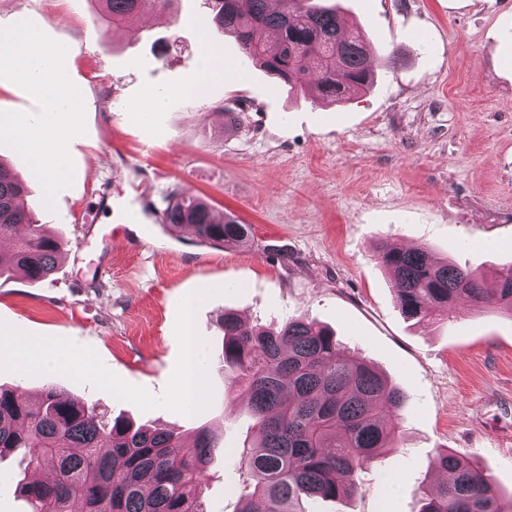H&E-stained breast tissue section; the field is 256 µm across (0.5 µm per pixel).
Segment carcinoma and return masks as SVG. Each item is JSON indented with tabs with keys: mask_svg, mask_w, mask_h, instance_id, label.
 <instances>
[{
	"mask_svg": "<svg viewBox=\"0 0 512 512\" xmlns=\"http://www.w3.org/2000/svg\"><path fill=\"white\" fill-rule=\"evenodd\" d=\"M104 24L133 22L146 8L163 14L174 0H95ZM212 20L235 34L245 57L290 88L326 101L365 92L374 82L371 46L346 33L336 9L316 0H205ZM25 184L0 161V238L16 225L25 237L0 250V277L30 281L56 268L60 237L49 234L20 201ZM161 223L187 225L214 243H245L251 225L218 215L198 197L174 188ZM382 267L393 280L402 313L419 322L443 320L460 304L512 315V267L491 287L424 248L383 244ZM220 360L243 389L255 418V442L245 452L252 477L239 512H307L306 499L336 501L358 492L357 473L394 446L390 415L406 400L374 365L345 354L333 332L314 321L287 318L276 329L251 326L226 311L219 319ZM22 451L47 463L52 480H19L31 512H206L203 472L217 445L206 429L193 447L172 430L107 420L89 401L65 398L52 386L31 406L20 388L0 384V453ZM436 471L450 475L421 498L419 512H508L489 475L453 450L439 452Z\"/></svg>",
	"mask_w": 512,
	"mask_h": 512,
	"instance_id": "1",
	"label": "carcinoma"
}]
</instances>
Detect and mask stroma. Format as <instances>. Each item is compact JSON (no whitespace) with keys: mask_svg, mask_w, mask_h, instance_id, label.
I'll use <instances>...</instances> for the list:
<instances>
[{"mask_svg":"<svg viewBox=\"0 0 512 512\" xmlns=\"http://www.w3.org/2000/svg\"><path fill=\"white\" fill-rule=\"evenodd\" d=\"M334 2L346 24L397 55L392 65L375 57L372 90L337 105L254 66L236 73L238 42L202 0L114 28L94 0H0V31L22 26L65 47L62 67L82 94L54 190L0 133V159L27 184V209L64 238L48 279L0 278V333L81 344L112 376L105 385L79 370L2 360L0 383L34 401L53 384L107 417L179 432L188 446L209 429L219 449L206 467L205 507L238 512L254 420L218 360L219 318L231 309L250 324L314 319L408 395L393 419L395 447L359 472L355 496L315 503L316 512H418L431 462L447 448L510 498L512 317L463 308L445 323L406 319L376 252L424 246L489 281L512 265V0ZM204 42L224 73L191 103L182 92L199 80ZM153 92L168 102L145 121L138 107ZM41 107L0 72V114ZM227 108L243 111L230 135ZM174 188L250 224L251 241L209 247L191 228L159 223L155 211ZM102 189L109 201L91 211ZM130 209L141 217L120 232ZM273 243L283 254L269 255ZM190 297L207 357V401L196 408L180 399Z\"/></svg>","mask_w":512,"mask_h":512,"instance_id":"stroma-1","label":"stroma"}]
</instances>
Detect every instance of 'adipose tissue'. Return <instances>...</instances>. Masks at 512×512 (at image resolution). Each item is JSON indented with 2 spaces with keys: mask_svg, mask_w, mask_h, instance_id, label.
I'll return each mask as SVG.
<instances>
[{
  "mask_svg": "<svg viewBox=\"0 0 512 512\" xmlns=\"http://www.w3.org/2000/svg\"><path fill=\"white\" fill-rule=\"evenodd\" d=\"M63 50L48 51L40 35L30 29L0 32V69L13 73L43 102L40 115H16L9 122L18 146L27 152L33 164L47 168L51 180H58L66 168L60 143L70 133L63 115L77 109V91L68 83L62 69ZM0 353L19 367L35 365L48 371L84 370L99 381H107L109 373L97 365L79 345L64 348L36 344L15 332L0 336Z\"/></svg>",
  "mask_w": 512,
  "mask_h": 512,
  "instance_id": "ef3b65f1",
  "label": "adipose tissue"
}]
</instances>
